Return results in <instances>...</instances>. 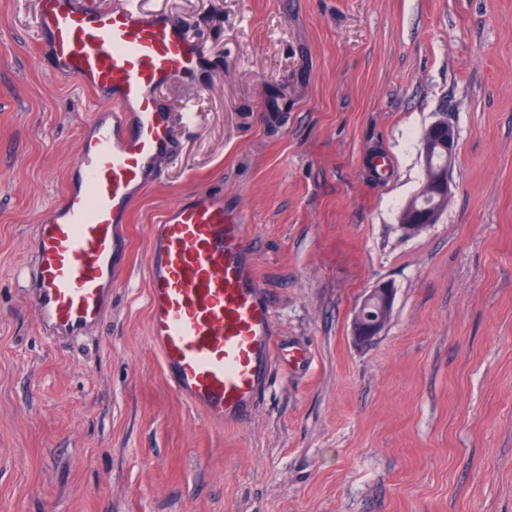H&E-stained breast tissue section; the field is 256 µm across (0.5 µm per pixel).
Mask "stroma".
<instances>
[{
  "instance_id": "35a3bbf8",
  "label": "stroma",
  "mask_w": 512,
  "mask_h": 512,
  "mask_svg": "<svg viewBox=\"0 0 512 512\" xmlns=\"http://www.w3.org/2000/svg\"><path fill=\"white\" fill-rule=\"evenodd\" d=\"M139 2L209 62L160 91L179 153L132 206L103 323L50 341L33 231L101 103L52 74L38 0H0V512H512V0ZM439 119L448 204L410 236ZM192 192L240 215L273 315L241 424L179 398L148 342L146 228ZM382 283L390 319L356 344ZM406 204L403 206L401 211L405 208ZM407 215L408 211H402L399 215V222L404 231L407 234L412 235L423 231L430 224H435L439 216V212H435L434 210L423 211L419 218L415 220L408 219ZM392 304L393 288L390 285L383 284L374 288L354 315L352 335L355 341L358 343L373 341L384 329Z\"/></svg>"
}]
</instances>
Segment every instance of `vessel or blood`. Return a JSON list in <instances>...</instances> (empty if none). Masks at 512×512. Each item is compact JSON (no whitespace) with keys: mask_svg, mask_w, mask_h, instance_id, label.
I'll use <instances>...</instances> for the list:
<instances>
[{"mask_svg":"<svg viewBox=\"0 0 512 512\" xmlns=\"http://www.w3.org/2000/svg\"><path fill=\"white\" fill-rule=\"evenodd\" d=\"M35 30L59 79L111 101L84 128L77 173L34 229L28 291L41 333L74 339L104 320L124 265L131 206L179 144L160 90L206 61L204 42L130 0H40ZM149 341L178 397L210 423L250 415L269 372L273 323L250 245L219 194L196 193L149 225Z\"/></svg>","mask_w":512,"mask_h":512,"instance_id":"vessel-or-blood-1","label":"vessel or blood"}]
</instances>
